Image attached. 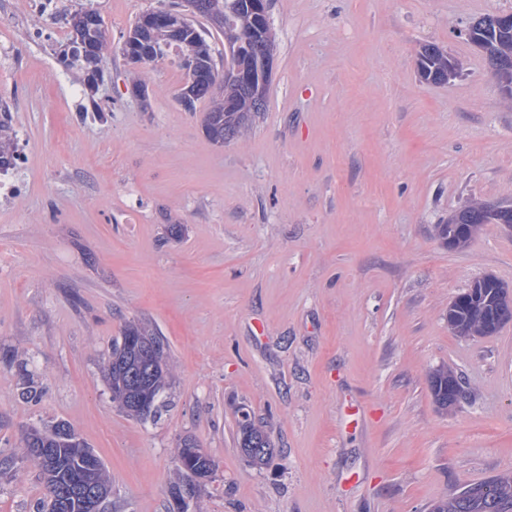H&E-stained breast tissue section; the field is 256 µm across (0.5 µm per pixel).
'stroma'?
Segmentation results:
<instances>
[{
  "instance_id": "35a3bbf8",
  "label": "stroma",
  "mask_w": 512,
  "mask_h": 512,
  "mask_svg": "<svg viewBox=\"0 0 512 512\" xmlns=\"http://www.w3.org/2000/svg\"><path fill=\"white\" fill-rule=\"evenodd\" d=\"M93 5L112 49L89 98L42 37L49 0L0 25V99L27 144L0 197V512H36L34 426L62 421L100 456L106 512H168L175 450L215 462L187 512H430L512 474V323L462 337L448 305L491 275L512 288V227L448 248L437 225L467 202L512 206V97L462 36L512 0H268L274 65L263 114L221 146L186 109L181 71L121 53L161 0ZM433 43L458 65L420 78ZM131 323L168 345L165 405L112 401L101 365ZM448 366L463 399L435 402ZM42 386L17 392L22 373ZM275 451L250 465L239 410ZM431 391L435 401L445 410H447L448 406V384H455L456 387L460 386L462 388L461 382L457 375L448 367H440L436 369L431 375ZM455 390L451 395L452 399H459L461 395V391ZM453 407V406H451Z\"/></svg>"
}]
</instances>
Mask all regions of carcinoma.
<instances>
[{
	"mask_svg": "<svg viewBox=\"0 0 512 512\" xmlns=\"http://www.w3.org/2000/svg\"><path fill=\"white\" fill-rule=\"evenodd\" d=\"M248 0H204L201 15L210 24L224 34L230 47H235V35L249 21ZM82 13L91 16L94 28L86 31L85 36L102 47L101 57H106L109 50L107 32L103 27L98 11L92 7L85 8ZM488 43L496 52L511 59L506 67L498 73L499 83L512 88V28L493 31L487 37ZM154 42L157 47L156 58L162 59L170 52H175L177 63H182L183 55L188 46L197 43L206 52L211 48L203 33L194 25L184 28L183 41L171 42L165 36L163 28H156ZM424 53L418 61V69L423 79L448 68V54L428 45L423 46ZM261 112H226L224 103L211 100V106L205 113L203 127L208 138L216 145L237 141L245 137L253 128ZM12 125L0 122V163L14 156L15 146L11 137ZM485 205L475 204L463 207L461 214L448 220L446 224L437 225V235L444 242L457 240L458 246H465L470 238L484 224H512V207L503 206L493 213H484ZM471 299L468 303L452 309L448 316V326L458 336H493L505 324L512 321V296L509 289L492 276H484L469 287ZM128 336H141L154 354L162 360L163 366L156 367L149 374L148 385L152 387V395L157 397L156 407L163 406L160 400L169 374L167 363V346L163 339L154 332L138 325L130 324L124 331L121 340L112 346V355L105 363L104 369L112 389V402L127 414L133 409L128 403L129 397L137 393V381L140 374L135 363V355L125 351V340ZM431 391L435 401L448 409V385L461 386L455 373L440 367L431 375ZM42 388L25 375L18 388V397L34 401L41 396ZM66 424L57 422L41 429L28 431L24 438L22 457H27L30 448L48 449L50 469L44 477L47 487L46 512H80L79 501L71 499L62 502L54 495L51 486H66L73 475L76 449L63 437ZM194 440L185 439L177 448L176 457L179 469L185 479L202 478L198 487L202 488L211 481L214 473V462L202 448L193 447ZM238 444L240 451L248 461L256 466L266 464L272 457L273 448L264 429L256 423L247 411L241 412L238 419ZM432 512H512V476L492 478L479 485L466 488L455 496L439 501Z\"/></svg>",
	"mask_w": 512,
	"mask_h": 512,
	"instance_id": "obj_1",
	"label": "carcinoma"
}]
</instances>
